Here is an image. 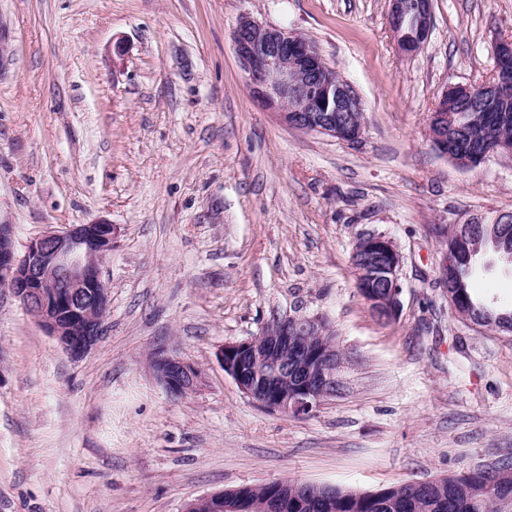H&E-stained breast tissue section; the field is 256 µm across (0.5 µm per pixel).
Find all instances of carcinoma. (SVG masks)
I'll use <instances>...</instances> for the list:
<instances>
[{"label": "carcinoma", "mask_w": 512, "mask_h": 512, "mask_svg": "<svg viewBox=\"0 0 512 512\" xmlns=\"http://www.w3.org/2000/svg\"><path fill=\"white\" fill-rule=\"evenodd\" d=\"M502 140L512 141V112H486L465 131L448 132V147L458 152H489ZM481 251L458 263L460 308L477 313L488 304L476 299L470 288L471 276L481 252L497 249V228L483 225L480 230ZM304 485L289 482L288 490L274 485L242 488L238 493L246 500L254 497L288 493L282 512H499V505L512 498V457L498 460L489 467H477L451 473L441 478L407 480L376 492H358L336 488L333 498L307 497Z\"/></svg>", "instance_id": "cac0c4a2"}]
</instances>
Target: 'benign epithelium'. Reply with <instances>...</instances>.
Here are the masks:
<instances>
[{
	"label": "benign epithelium",
	"mask_w": 512,
	"mask_h": 512,
	"mask_svg": "<svg viewBox=\"0 0 512 512\" xmlns=\"http://www.w3.org/2000/svg\"><path fill=\"white\" fill-rule=\"evenodd\" d=\"M389 28L398 49L413 53L428 42L433 27L432 0H390ZM237 58L257 101L279 113L295 129L316 132L349 144L362 139L364 109L354 87L336 75L317 47L291 32L262 24L247 16L232 31ZM496 67L492 76L473 85L450 84L429 115V136L436 151L448 156V124L463 127L468 116L452 109L465 99L472 112H493L512 101V38L496 42ZM474 224L448 228L451 250L444 267L453 268L463 256L477 252ZM116 228L98 219L50 231L33 241L23 254L15 249L12 228L0 224V288L10 290L65 352L79 358L99 342L109 312V289L100 266L112 251ZM353 254L356 284L382 280L400 287L401 255L383 234L357 239ZM395 317L400 293L367 301ZM330 327L321 314L276 317L266 324L262 342L253 337L227 342L217 352L224 373L243 395L271 412L308 415L327 394L328 363L341 361V351L330 342ZM305 355L299 366H288V352ZM151 368L159 384L179 397L202 384V372L184 359L157 350ZM272 498L245 508L217 493L188 503L185 512L206 507L210 512H276Z\"/></svg>",
	"instance_id": "obj_1"
}]
</instances>
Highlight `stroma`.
I'll return each mask as SVG.
<instances>
[{
	"instance_id": "1",
	"label": "stroma",
	"mask_w": 512,
	"mask_h": 512,
	"mask_svg": "<svg viewBox=\"0 0 512 512\" xmlns=\"http://www.w3.org/2000/svg\"><path fill=\"white\" fill-rule=\"evenodd\" d=\"M389 0H0V224L17 250L69 224L116 225L110 312L70 357L0 289V512H184L283 479L376 491L512 456V335L457 317L439 282L449 226L512 216V154L441 156L428 118L491 77L512 0H433L401 53ZM303 35L365 108L357 144L303 132L252 97L241 16ZM128 47L114 53L116 41ZM402 256L378 320L351 256ZM327 317L341 389L305 416L267 411L216 361L274 316ZM197 366L156 380V349ZM150 363L159 384L173 396H183L202 384L199 368L165 350L155 351Z\"/></svg>"
}]
</instances>
